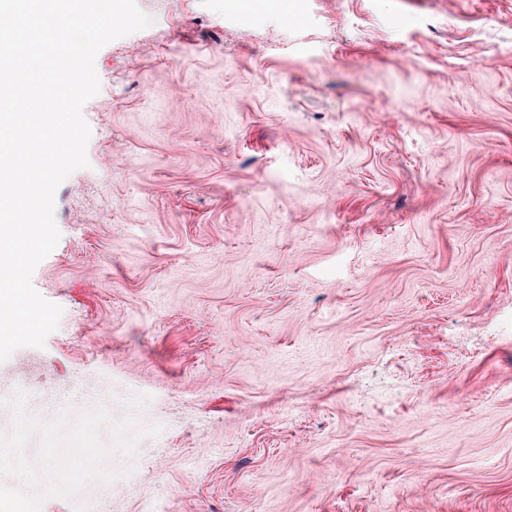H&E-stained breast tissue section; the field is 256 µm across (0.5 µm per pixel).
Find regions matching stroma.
Here are the masks:
<instances>
[{
  "instance_id": "obj_1",
  "label": "stroma",
  "mask_w": 512,
  "mask_h": 512,
  "mask_svg": "<svg viewBox=\"0 0 512 512\" xmlns=\"http://www.w3.org/2000/svg\"><path fill=\"white\" fill-rule=\"evenodd\" d=\"M137 4L0 512H512V0Z\"/></svg>"
}]
</instances>
